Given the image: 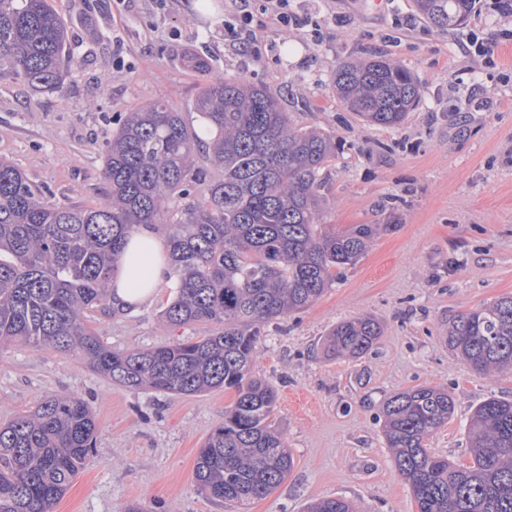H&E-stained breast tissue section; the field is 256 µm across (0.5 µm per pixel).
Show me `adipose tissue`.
Returning <instances> with one entry per match:
<instances>
[{"label": "adipose tissue", "instance_id": "adipose-tissue-1", "mask_svg": "<svg viewBox=\"0 0 512 512\" xmlns=\"http://www.w3.org/2000/svg\"><path fill=\"white\" fill-rule=\"evenodd\" d=\"M166 242L150 224L130 237L112 283V299L118 306L137 308L151 300L169 282Z\"/></svg>", "mask_w": 512, "mask_h": 512}]
</instances>
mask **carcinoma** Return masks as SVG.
<instances>
[{
  "instance_id": "1",
  "label": "carcinoma",
  "mask_w": 512,
  "mask_h": 512,
  "mask_svg": "<svg viewBox=\"0 0 512 512\" xmlns=\"http://www.w3.org/2000/svg\"><path fill=\"white\" fill-rule=\"evenodd\" d=\"M430 25L457 27L476 0H415ZM66 28L48 0H0V74L37 89L61 79ZM336 94L361 121L402 125L423 97L401 64L348 61ZM195 109L216 131L205 141L182 113L155 100L117 116L105 142L106 203H54L12 163L0 160V343L75 355L125 388L195 396L233 389L224 422L205 439L196 489L247 509L294 467L274 422L277 390L254 372L261 327L308 308L396 224L329 228L326 170L336 137L295 125L264 86L217 76ZM207 150L214 173L196 162ZM141 224L164 226L175 287L161 311L167 326L204 327L201 336L146 349H116L90 327L110 308L112 277ZM382 335L370 316L343 319L327 334L328 357L364 355ZM448 349L471 369H512V295L448 320ZM382 434L417 512H512V400L491 396L468 424L470 460L428 448L455 415L448 389L397 392L381 407ZM87 402L52 395L0 424V512H51L96 446ZM305 512H357L343 497Z\"/></svg>"
}]
</instances>
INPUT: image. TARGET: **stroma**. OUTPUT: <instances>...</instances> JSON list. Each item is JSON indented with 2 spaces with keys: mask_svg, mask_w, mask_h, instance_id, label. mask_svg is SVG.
Instances as JSON below:
<instances>
[{
  "mask_svg": "<svg viewBox=\"0 0 512 512\" xmlns=\"http://www.w3.org/2000/svg\"><path fill=\"white\" fill-rule=\"evenodd\" d=\"M68 29L71 59L59 87L37 91L0 76V160L60 204L104 203L103 143L112 119L156 99L195 124L196 97L223 75L275 92L293 121L335 135L325 221L395 223L307 309L266 323L255 369L278 392L275 420L292 473L249 512H304L343 497L360 512H416L379 421L382 402L442 385L454 418L430 438L434 453L470 458L467 423L488 397L512 399V371L470 370L448 349L449 317L512 294V20L471 15L442 30L414 0H292L299 20L255 29V50L224 32L233 0H49ZM489 40L494 66L465 48ZM382 54L424 86L422 106L397 129L370 126L336 97L338 64ZM159 289L136 309L95 314L109 346L149 348L194 338L166 327ZM369 315L383 333L356 359L321 352L328 331ZM75 394L98 425L97 448L52 512H237L199 493L198 451L235 400L231 390L184 396L127 389L75 356L27 345L0 348V423L48 395Z\"/></svg>",
  "mask_w": 512,
  "mask_h": 512,
  "instance_id": "obj_1",
  "label": "stroma"
}]
</instances>
